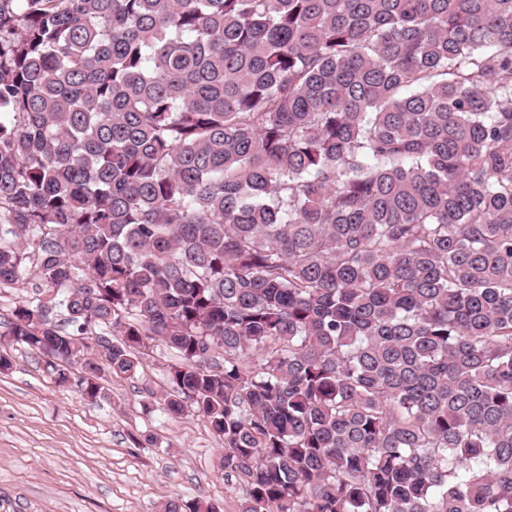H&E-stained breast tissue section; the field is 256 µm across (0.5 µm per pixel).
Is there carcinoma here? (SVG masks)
Wrapping results in <instances>:
<instances>
[{
    "instance_id": "1",
    "label": "carcinoma",
    "mask_w": 512,
    "mask_h": 512,
    "mask_svg": "<svg viewBox=\"0 0 512 512\" xmlns=\"http://www.w3.org/2000/svg\"><path fill=\"white\" fill-rule=\"evenodd\" d=\"M0 223V339L239 512H512V0H0ZM30 283L25 285L26 288H14V289H6L2 291L0 297V319L3 322L4 318L10 316V309L14 306V303L19 301L21 298H26L33 293L32 287L35 286L36 281L32 278L28 280ZM154 344L156 346L149 350V355L143 356L144 378L161 392L162 389H169V371L178 363V359L173 350L157 342Z\"/></svg>"
}]
</instances>
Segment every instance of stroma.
Returning <instances> with one entry per match:
<instances>
[{"mask_svg":"<svg viewBox=\"0 0 512 512\" xmlns=\"http://www.w3.org/2000/svg\"><path fill=\"white\" fill-rule=\"evenodd\" d=\"M0 354V512H160L195 497L237 512L243 486L217 471L221 443L197 413L146 416L137 384L111 376L95 402L59 390L27 348Z\"/></svg>","mask_w":512,"mask_h":512,"instance_id":"obj_1","label":"stroma"}]
</instances>
